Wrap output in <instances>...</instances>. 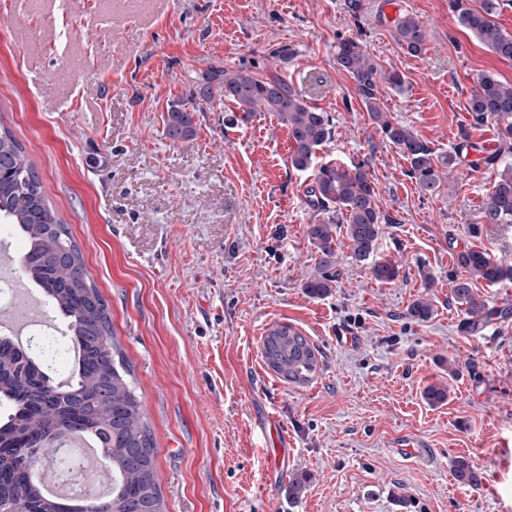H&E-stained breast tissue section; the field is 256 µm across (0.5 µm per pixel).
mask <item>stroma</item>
<instances>
[{"label": "stroma", "instance_id": "obj_1", "mask_svg": "<svg viewBox=\"0 0 512 512\" xmlns=\"http://www.w3.org/2000/svg\"><path fill=\"white\" fill-rule=\"evenodd\" d=\"M389 2L0 0V125L109 306L165 512H512V280L476 283L493 317L474 332L451 293L464 247L512 266V224L482 219L497 174L484 158L510 163L512 152L494 121L465 109L482 76L512 83V61L465 29L450 0ZM401 13L426 30L419 55L395 40ZM350 37L404 78L379 85L389 119L440 157L469 140L438 195L419 192L337 68ZM241 66L278 75L329 115L320 158L365 165L385 218L375 257L397 264L392 283L353 258L340 225V276L328 296L306 293L317 267L308 227L327 216L306 201L312 173L291 167L287 126L268 112L238 120L220 91L196 94L212 71ZM177 104L197 110L192 140L164 133ZM422 297L434 303L426 321L408 314ZM47 320L49 374L65 382L75 343L58 312ZM277 324L320 349L310 382L264 363ZM431 384L448 387L447 401L427 402ZM269 416L286 448L257 428ZM459 456L480 486L456 481Z\"/></svg>", "mask_w": 512, "mask_h": 512}]
</instances>
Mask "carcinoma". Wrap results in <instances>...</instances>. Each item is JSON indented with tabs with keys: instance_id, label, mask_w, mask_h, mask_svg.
<instances>
[{
	"instance_id": "cac0c4a2",
	"label": "carcinoma",
	"mask_w": 512,
	"mask_h": 512,
	"mask_svg": "<svg viewBox=\"0 0 512 512\" xmlns=\"http://www.w3.org/2000/svg\"><path fill=\"white\" fill-rule=\"evenodd\" d=\"M467 2L452 0L459 23L499 58L512 60V35L489 19L497 9V0H484L480 12L468 8ZM395 31L397 43L407 53L422 52L426 31L419 19L401 15ZM336 66L350 75L354 94L373 123L409 162L408 176L422 192L437 193L442 182L438 167L457 163L468 145L460 143L454 154L439 161L413 130L390 120L380 107L378 85L388 80L400 86L403 78L397 73L382 74L359 40L347 38L338 42ZM215 82L224 99L241 110L242 120H249L258 111L271 112L288 127L291 166L298 171L310 168L317 151L333 136L330 117L307 105L299 92L278 77H264L240 67L212 72L206 84ZM467 112L477 123L496 121L504 149L512 148L511 83L490 76L481 78L471 89ZM164 125L168 138L191 140L196 136L195 110L174 105L167 111ZM307 194L312 206L325 211L334 208L345 214L353 258L371 262L370 272L375 280L391 283L398 277L396 264L373 259L384 217L377 208L375 190L364 165L347 166L335 160L321 163ZM1 217L27 239L25 274L48 296L52 307L69 319L79 356L71 383L52 395L39 364L11 341L0 339V399L6 400L11 409L6 420L0 422V449L17 448L33 457L63 429L72 434L92 432L99 438L112 479L117 482L112 494L115 512H163L152 431L136 395L130 365L112 335L108 305L91 281L69 228L55 217L37 172L6 128H0ZM484 220L487 224H512V163L497 172L485 204ZM308 235L319 259L317 272L305 282L304 289L312 297H325L339 277L335 225L330 221L311 224ZM456 264L464 275L453 281L452 295L466 307L470 327L483 325L487 305L474 293L473 282L496 284L512 276V267L504 268L485 250L473 246L456 255ZM409 315L427 321L434 315V304L420 298L409 308ZM270 348L276 361L272 370L282 380L306 383L317 374L320 350L294 327L280 324L269 331L262 356H268ZM453 471L463 484H481L479 471L463 457L454 460ZM0 503L10 512H85L83 508H64L42 496L28 477L17 476L16 461L5 455H0Z\"/></svg>"
}]
</instances>
